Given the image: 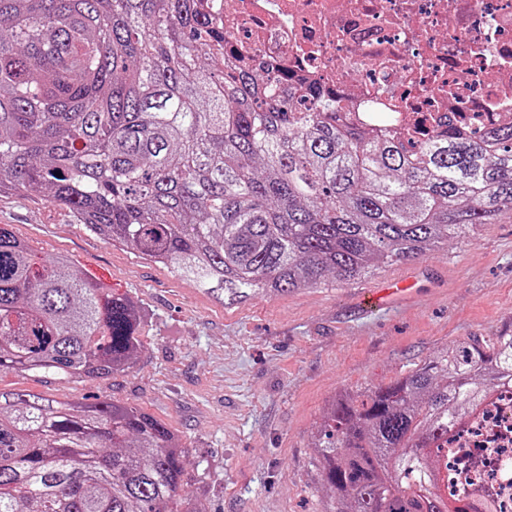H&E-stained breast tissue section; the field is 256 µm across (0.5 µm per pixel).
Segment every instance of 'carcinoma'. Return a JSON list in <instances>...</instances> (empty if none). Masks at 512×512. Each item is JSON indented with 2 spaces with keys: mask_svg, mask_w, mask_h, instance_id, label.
I'll list each match as a JSON object with an SVG mask.
<instances>
[{
  "mask_svg": "<svg viewBox=\"0 0 512 512\" xmlns=\"http://www.w3.org/2000/svg\"><path fill=\"white\" fill-rule=\"evenodd\" d=\"M232 54L197 0H0V194L38 195L226 305L355 281L512 204V124L406 136ZM139 324L131 297L0 225L1 373L127 371ZM505 386L512 325L340 392L317 432L325 512H497L476 478L448 495L440 441ZM187 454L134 405L0 391V512H180Z\"/></svg>",
  "mask_w": 512,
  "mask_h": 512,
  "instance_id": "1",
  "label": "carcinoma"
}]
</instances>
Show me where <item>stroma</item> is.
Wrapping results in <instances>:
<instances>
[{"label":"stroma","instance_id":"1","mask_svg":"<svg viewBox=\"0 0 512 512\" xmlns=\"http://www.w3.org/2000/svg\"><path fill=\"white\" fill-rule=\"evenodd\" d=\"M0 224L36 256L65 255L90 278L105 273L106 285L138 302L143 342L127 372H2L0 390L140 407L189 450L192 512H323L315 433L336 393L389 382L461 337L512 323L506 215L470 240L352 283L234 307L39 196L1 195ZM391 278L407 280L412 295L365 308L363 295Z\"/></svg>","mask_w":512,"mask_h":512}]
</instances>
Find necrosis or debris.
<instances>
[{
	"label": "necrosis or debris",
	"instance_id": "obj_1",
	"mask_svg": "<svg viewBox=\"0 0 512 512\" xmlns=\"http://www.w3.org/2000/svg\"><path fill=\"white\" fill-rule=\"evenodd\" d=\"M240 54L336 89L373 122L432 130L512 120V0H200ZM475 475L512 512V390L457 436L449 480Z\"/></svg>",
	"mask_w": 512,
	"mask_h": 512
}]
</instances>
